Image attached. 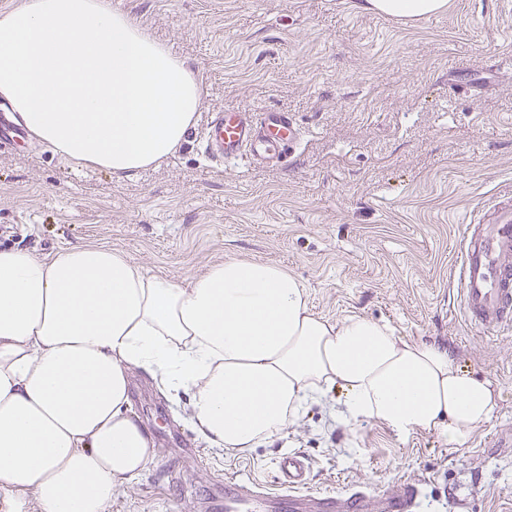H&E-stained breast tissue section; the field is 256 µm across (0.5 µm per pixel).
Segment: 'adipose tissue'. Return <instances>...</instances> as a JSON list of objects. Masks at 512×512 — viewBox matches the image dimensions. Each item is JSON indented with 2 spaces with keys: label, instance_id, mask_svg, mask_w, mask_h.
Returning <instances> with one entry per match:
<instances>
[{
  "label": "adipose tissue",
  "instance_id": "adipose-tissue-1",
  "mask_svg": "<svg viewBox=\"0 0 512 512\" xmlns=\"http://www.w3.org/2000/svg\"><path fill=\"white\" fill-rule=\"evenodd\" d=\"M446 0H363L402 19ZM188 59L112 0H23L0 12V100L28 137L84 167L130 176L184 141L202 96ZM189 393L211 447L247 452L283 437L309 403L343 394L341 418L464 443L497 397L451 347L387 324L314 314L281 267L227 259L185 280L116 249L46 256L0 248V501L34 512H107L116 484L154 464L129 411L132 369Z\"/></svg>",
  "mask_w": 512,
  "mask_h": 512
}]
</instances>
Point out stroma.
<instances>
[{
  "label": "stroma",
  "instance_id": "35a3bbf8",
  "mask_svg": "<svg viewBox=\"0 0 512 512\" xmlns=\"http://www.w3.org/2000/svg\"><path fill=\"white\" fill-rule=\"evenodd\" d=\"M199 69V110L174 154L118 178L20 137L0 149V247L45 255L82 242L183 280L228 258L277 265L312 311L357 314L396 335L448 344L498 399L462 446L343 424L333 390L285 438L245 453L210 447L144 371L130 411L154 434L149 471L115 488L109 512H214L224 476L275 486L302 453L313 491L390 492L424 483L422 512H512V328L468 325L454 267L463 220L512 184V10L448 0L414 21L358 0H112ZM490 76L476 96L449 87ZM294 115L303 136L270 167L208 165L211 112Z\"/></svg>",
  "mask_w": 512,
  "mask_h": 512
}]
</instances>
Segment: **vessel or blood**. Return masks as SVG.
<instances>
[{
	"label": "vessel or blood",
	"instance_id": "b4317fda",
	"mask_svg": "<svg viewBox=\"0 0 512 512\" xmlns=\"http://www.w3.org/2000/svg\"><path fill=\"white\" fill-rule=\"evenodd\" d=\"M293 115L277 110L240 108L211 114L202 127L204 154L213 164L242 160L256 166L278 164L298 141ZM465 320L486 335L512 324V190L500 194L465 227V247L457 269ZM279 491L233 477L224 480V512H419L420 491L409 483L377 494L307 492L310 467L291 453L278 464Z\"/></svg>",
	"mask_w": 512,
	"mask_h": 512
}]
</instances>
